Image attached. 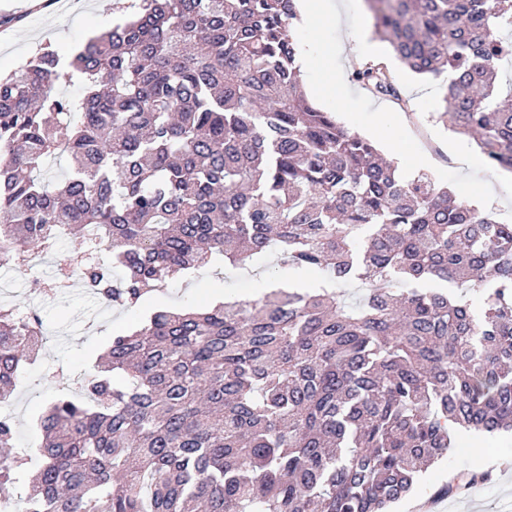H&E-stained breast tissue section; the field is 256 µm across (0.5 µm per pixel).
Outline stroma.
<instances>
[{
	"mask_svg": "<svg viewBox=\"0 0 512 512\" xmlns=\"http://www.w3.org/2000/svg\"><path fill=\"white\" fill-rule=\"evenodd\" d=\"M131 0H47L43 10L33 11L28 0H0V74L6 75L25 64L42 49H79L96 34L104 32L128 15ZM337 23L320 22L296 33L297 40L312 47L313 66L302 76L310 100L320 109L335 113L349 132L374 138L382 150L391 141L373 134V128L396 112H404L406 123L400 133L420 139L433 161L426 167L435 182L451 188L458 196L478 202L498 219L512 224V188L502 192L501 203L480 201L478 188L495 183L497 169L487 167L478 153L460 157L448 145L454 134L434 119L441 108L438 83L424 82L401 69L393 56L384 62L394 69L407 108L393 100L373 95L351 79L365 58L359 46L349 41L347 27L372 28L374 21L364 0H333ZM329 59L332 72L320 67ZM279 266L235 268L216 258L193 276L163 288L155 302L174 308L202 307L221 299L251 298L270 281L293 280ZM56 267L26 265L8 270L0 277V305L21 314L37 312L47 335L40 363L28 365L22 382L10 398L14 407L16 445L38 448L42 435L38 419L47 404L63 393H78L85 372L91 371L113 333L136 327L143 310H123L107 305L79 285L71 275L68 287L57 286ZM454 454L439 462L420 480L413 498L433 502L436 512H512V434L483 437L464 432L458 435ZM476 469L490 474L485 484L439 498L435 491L447 483L450 473Z\"/></svg>",
	"mask_w": 512,
	"mask_h": 512,
	"instance_id": "obj_1",
	"label": "stroma"
}]
</instances>
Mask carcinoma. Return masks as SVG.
Wrapping results in <instances>:
<instances>
[{"instance_id":"carcinoma-1","label":"carcinoma","mask_w":512,"mask_h":512,"mask_svg":"<svg viewBox=\"0 0 512 512\" xmlns=\"http://www.w3.org/2000/svg\"><path fill=\"white\" fill-rule=\"evenodd\" d=\"M369 3L409 73L446 77L436 119L512 170V0ZM135 8L69 63L47 50L0 78V266L54 249L64 224L93 255H59L60 276L125 308L273 246L366 292L152 310L81 399L46 407L37 464L0 416V512L25 487L24 512H388L458 431H512V224L401 176L306 99L294 0ZM76 75L83 94H58ZM351 78L402 100L383 63ZM40 335L37 314L0 307V396Z\"/></svg>"}]
</instances>
